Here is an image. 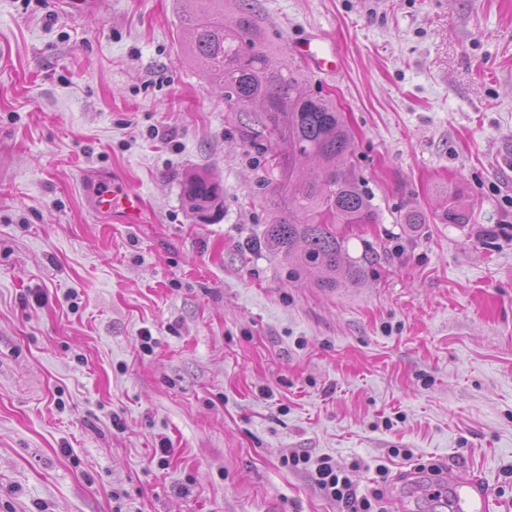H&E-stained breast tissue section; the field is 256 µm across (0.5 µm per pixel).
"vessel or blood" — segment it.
Instances as JSON below:
<instances>
[{
  "label": "vessel or blood",
  "mask_w": 512,
  "mask_h": 512,
  "mask_svg": "<svg viewBox=\"0 0 512 512\" xmlns=\"http://www.w3.org/2000/svg\"><path fill=\"white\" fill-rule=\"evenodd\" d=\"M292 54L305 58L317 70L336 69V52L322 39L292 41ZM93 206L97 212L119 224H141L147 216V205L141 194L129 189L119 174H100L87 182Z\"/></svg>",
  "instance_id": "vessel-or-blood-1"
}]
</instances>
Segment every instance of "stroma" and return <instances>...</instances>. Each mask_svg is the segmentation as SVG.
<instances>
[{"instance_id": "stroma-1", "label": "stroma", "mask_w": 512, "mask_h": 512, "mask_svg": "<svg viewBox=\"0 0 512 512\" xmlns=\"http://www.w3.org/2000/svg\"><path fill=\"white\" fill-rule=\"evenodd\" d=\"M249 3L280 53L337 47L308 85L380 209L349 243L366 280L324 292L265 248L267 142L187 58L175 0H0V512H339L291 453L385 512H457L419 492L430 462L512 512V0ZM190 170L224 188L211 220ZM113 171L146 223L93 212L83 181ZM446 192L470 223L403 230ZM290 52L305 58L317 70H336V51L323 39L293 40L290 43ZM182 197L193 214L202 220L210 219L222 210L224 189L206 172L189 171L181 183ZM291 470L308 471L325 497L341 505L342 512H382L381 493L359 494L350 472L339 470L330 457L312 459L310 455H292L282 460Z\"/></svg>"}]
</instances>
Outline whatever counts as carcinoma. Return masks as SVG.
Here are the masks:
<instances>
[{"mask_svg":"<svg viewBox=\"0 0 512 512\" xmlns=\"http://www.w3.org/2000/svg\"><path fill=\"white\" fill-rule=\"evenodd\" d=\"M188 55L206 78L224 90V101L259 126L255 134L274 144L267 181L271 220L264 245L288 261L294 274L334 292L362 285L370 252L353 258L354 228L375 224L373 197L355 174L354 135L345 112L284 56L272 49L252 10L239 8L224 21V0H177ZM192 213L210 219L224 205V189L207 173L189 171L181 183ZM471 205L456 193L440 210L410 207L398 222L414 232L423 224H467Z\"/></svg>","mask_w":512,"mask_h":512,"instance_id":"obj_1","label":"carcinoma"}]
</instances>
